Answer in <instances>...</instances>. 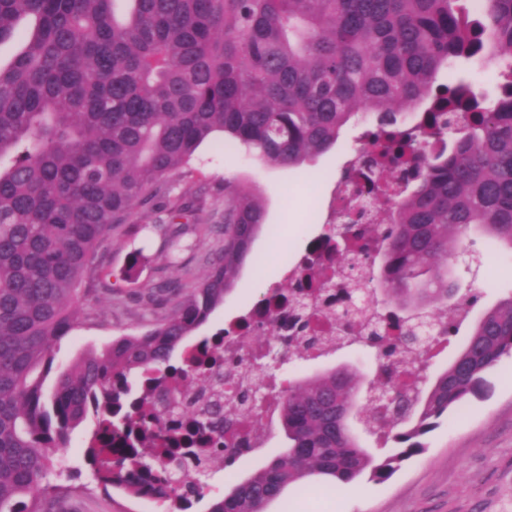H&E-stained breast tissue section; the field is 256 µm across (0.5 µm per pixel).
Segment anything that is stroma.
<instances>
[{
    "mask_svg": "<svg viewBox=\"0 0 512 512\" xmlns=\"http://www.w3.org/2000/svg\"><path fill=\"white\" fill-rule=\"evenodd\" d=\"M365 122L349 124L337 144L313 162L296 167L254 164L244 147L224 150L220 143L202 145L186 167V178H175L176 189L200 188L207 199L202 219L223 225L225 180H246L259 188L265 224L255 239L232 292L206 322L176 347L171 360L180 362L185 348L223 330L242 308L282 285L285 260H298L307 243L323 231V216L340 183L349 152L360 146ZM160 214L139 211L143 232L115 239L103 249L106 273L96 274L92 293L80 294L75 305L76 326L53 347L55 367L74 362L83 351L101 349L113 339L144 330L153 316L142 297L163 279L180 278L182 270L165 265L161 239L151 229ZM480 254H492L481 264L472 289L478 309L512 294V254L489 240L475 244ZM133 269L120 297L108 289L111 280ZM468 413L438 419L423 436L424 450L403 461L388 479L363 475L350 489H326L314 482L292 487L273 502L269 512H512V352L504 354L486 373L482 389L466 402ZM266 445L243 456L233 468L213 469L203 496L193 498L188 512H211L213 504L235 484L262 469L285 444L279 415L253 420ZM95 427L86 417L70 434L61 453L63 473L50 476L65 497L66 512H139L141 500L124 488L98 484L84 460V449Z\"/></svg>",
    "mask_w": 512,
    "mask_h": 512,
    "instance_id": "35a3bbf8",
    "label": "stroma"
}]
</instances>
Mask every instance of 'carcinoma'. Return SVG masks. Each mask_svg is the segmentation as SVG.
<instances>
[{
    "label": "carcinoma",
    "mask_w": 512,
    "mask_h": 512,
    "mask_svg": "<svg viewBox=\"0 0 512 512\" xmlns=\"http://www.w3.org/2000/svg\"><path fill=\"white\" fill-rule=\"evenodd\" d=\"M0 0V44L23 48L0 64V512H48L43 484L51 451L65 446L87 413L97 428L85 449L95 480L138 496L188 503L200 476L232 466L246 452L234 428L250 412L224 416L219 401L182 407L160 388L133 393L130 378L172 369L173 350L224 303L263 226L255 184L224 182V245L197 279L167 280L150 305L173 303L137 335H125L60 372L43 387L54 343L75 326L71 305L85 274L99 272L104 242L132 231L139 207L164 203L153 225L170 256L182 240L212 233L198 217L204 197L191 187L171 197L173 176L206 142L244 146L259 162L299 167L336 145L359 114L376 115L364 138L383 161L369 179L390 186L399 164L419 172L405 195L381 191L386 222L332 224L340 268L363 274L385 327L357 340L359 305L336 312L343 335L309 333L304 299L327 286L312 262L305 285L273 298L293 308L295 334L261 333L298 359L358 343L381 362L364 383L351 366L302 378L277 400L288 446L236 484L211 512H268L292 485L312 477L351 483L389 478L423 451L419 438L473 394L483 375L512 351V294L472 325L464 346L423 387L390 385L387 362L427 360L423 327L457 328L455 311L476 301L448 279L472 228L512 250V0ZM470 60L497 69L511 92L493 100L460 79L434 85L443 66ZM430 99L415 126L400 107ZM205 367L176 370L172 391L201 387ZM207 425L202 447L178 452L166 419ZM390 437L399 452L378 459L350 426ZM162 454L170 467L160 471Z\"/></svg>",
    "instance_id": "obj_1"
}]
</instances>
